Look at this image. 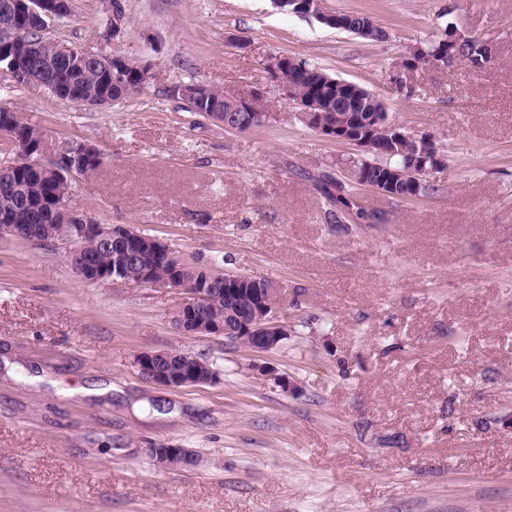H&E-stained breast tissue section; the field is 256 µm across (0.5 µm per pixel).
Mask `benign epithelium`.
<instances>
[{"label":"benign epithelium","mask_w":512,"mask_h":512,"mask_svg":"<svg viewBox=\"0 0 512 512\" xmlns=\"http://www.w3.org/2000/svg\"><path fill=\"white\" fill-rule=\"evenodd\" d=\"M280 11L312 16L321 23L336 29L367 38L372 35L375 22L364 19L353 23L346 16L331 12L324 6V0H272ZM70 0H7L3 15L11 20H32L39 25V33H44L49 22L69 15ZM14 26L4 27V37L0 39V76L5 75L16 81L25 75L30 83L40 84V77L66 64L74 72H80L87 63L99 61L104 65L107 81L129 93L136 92L150 83L147 69L129 61L124 56L95 54L78 50L57 41L52 42L54 53L50 57H40L36 47L25 40H18L13 34ZM465 34L454 24L448 26L446 35L437 46L436 64L447 66L461 62L456 46ZM273 78L281 85L283 96L296 105L303 118L315 131L336 142L351 143L362 154L371 155L375 150L373 134L384 129L401 138L405 133L399 125L389 120L388 114L366 112V101H354V108L347 111L345 122L336 121L328 101L306 87L309 82L305 68L297 65L290 56H279L269 65ZM173 93L182 100L210 105L211 121L230 128L224 120L226 96L216 101L210 100L211 88L196 83L176 85ZM0 135L10 142L16 155L28 159L30 175L35 178L44 174V164L38 156L44 150V134L33 127L17 113L6 109L0 112ZM98 153V149L88 143L71 141L62 147L58 154L56 178L69 183L75 172ZM419 155L417 166L405 171H387L368 189L388 197H399V182L411 177H420L431 171V164L444 161L434 140L425 138L416 141ZM36 208L49 215L46 224H16L9 210L0 211V237L25 238L38 247L54 246L60 239L68 240L69 251L74 253L71 268L82 279L89 282H121L143 287L159 284L180 288L185 299L174 314V323L180 333L192 337L222 336L224 340L237 342L257 355L267 354L282 346L288 338V326L276 315V303L270 301L275 294L272 288H250V306L235 327H227L224 321L209 318L205 310L211 300L216 281L223 275L208 272L207 276L194 282L182 279V262L172 253L169 245L155 236L136 233L126 225L99 224L91 216L79 212L61 201L55 194H49L36 203ZM85 239L114 251L112 265H99L92 255L82 251L78 244ZM140 265L138 278L130 280L124 276V267L131 262ZM138 375L148 383L167 389L199 387L216 382V371L206 363L183 365L174 360L168 350H144L134 360ZM150 456L158 467L171 470H185L196 463L194 454L178 445L158 443L149 449Z\"/></svg>","instance_id":"7a95c632"}]
</instances>
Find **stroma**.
I'll list each match as a JSON object with an SVG mask.
<instances>
[{
	"label": "stroma",
	"instance_id": "stroma-1",
	"mask_svg": "<svg viewBox=\"0 0 512 512\" xmlns=\"http://www.w3.org/2000/svg\"><path fill=\"white\" fill-rule=\"evenodd\" d=\"M389 33L367 42L271 0H72L52 40L125 56L150 83L107 107L0 78V108L106 157L71 208L127 224L189 262L280 290L289 338L263 357L182 335V290L81 280L59 248L0 238V512H512V0H325ZM120 28H111L113 9ZM450 10L490 40L475 73L389 72ZM296 56L381 98L433 136L435 190L363 191L376 224L328 218L322 179L353 154L308 129L269 64ZM260 98L264 126L228 132L174 85ZM206 356L214 384L170 390L135 355ZM282 375L294 392L275 383ZM154 443L195 453L163 470Z\"/></svg>",
	"mask_w": 512,
	"mask_h": 512
}]
</instances>
